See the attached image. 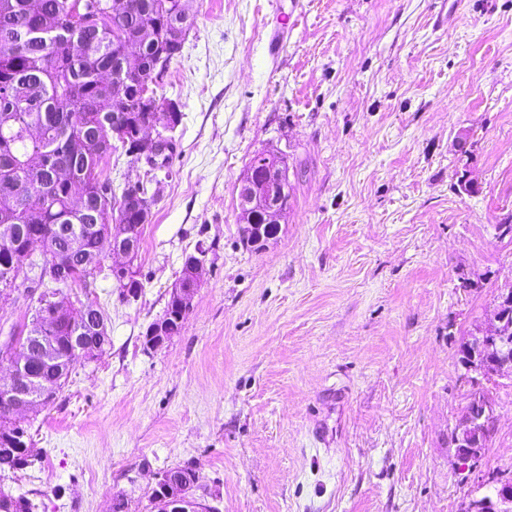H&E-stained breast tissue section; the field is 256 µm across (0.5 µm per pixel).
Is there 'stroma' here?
Masks as SVG:
<instances>
[{
	"instance_id": "35a3bbf8",
	"label": "stroma",
	"mask_w": 512,
	"mask_h": 512,
	"mask_svg": "<svg viewBox=\"0 0 512 512\" xmlns=\"http://www.w3.org/2000/svg\"><path fill=\"white\" fill-rule=\"evenodd\" d=\"M161 83L183 114L138 258L70 293L111 343L26 415L32 512H156L195 470L202 512H462L512 477V375L475 473L450 431L473 387L460 343L512 286V0H186ZM280 153L288 208L251 244L237 186ZM471 191H464V184ZM180 332L145 343L186 255ZM471 287H462V279ZM163 473L171 474V478L164 480L162 483H158V485L155 484L151 492V499L154 502L155 507L158 509V512H166V509L171 503L167 488L172 491V496L174 497L175 491L179 494H183L187 492V490L191 491L197 480L196 472L190 468H174ZM174 499H176V502L171 505L173 508H168V511L198 512L194 508L191 509L188 507L185 503L188 501L187 498L182 500L179 497H176Z\"/></svg>"
}]
</instances>
